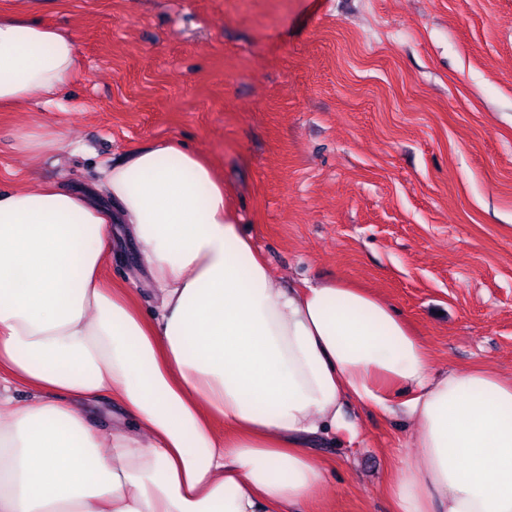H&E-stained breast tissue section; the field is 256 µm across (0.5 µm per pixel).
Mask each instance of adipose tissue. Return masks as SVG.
Returning <instances> with one entry per match:
<instances>
[{
    "label": "adipose tissue",
    "instance_id": "adipose-tissue-1",
    "mask_svg": "<svg viewBox=\"0 0 512 512\" xmlns=\"http://www.w3.org/2000/svg\"><path fill=\"white\" fill-rule=\"evenodd\" d=\"M67 33L0 16V105L53 103ZM98 196L0 192V512H303L317 439L350 402L415 422L396 512H512V376L431 374L374 292L284 288L211 164L166 139L100 169ZM136 245L141 288L107 277ZM119 414L91 415L102 395Z\"/></svg>",
    "mask_w": 512,
    "mask_h": 512
}]
</instances>
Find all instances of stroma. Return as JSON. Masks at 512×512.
<instances>
[{
    "label": "stroma",
    "instance_id": "stroma-1",
    "mask_svg": "<svg viewBox=\"0 0 512 512\" xmlns=\"http://www.w3.org/2000/svg\"><path fill=\"white\" fill-rule=\"evenodd\" d=\"M70 33L58 107L0 109V189H94L102 163L176 138L223 179L283 286L372 289L435 373L512 375V0H0ZM75 152L33 161V125ZM314 445L312 512H394L413 423L351 404Z\"/></svg>",
    "mask_w": 512,
    "mask_h": 512
}]
</instances>
